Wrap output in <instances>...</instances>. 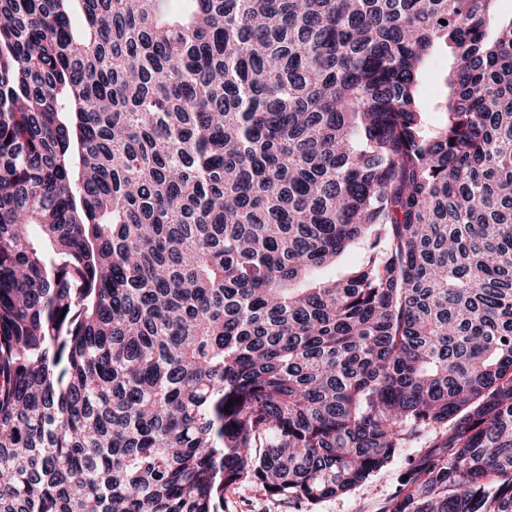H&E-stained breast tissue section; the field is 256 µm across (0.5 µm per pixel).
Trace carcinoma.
Returning a JSON list of instances; mask_svg holds the SVG:
<instances>
[{
    "label": "carcinoma",
    "mask_w": 512,
    "mask_h": 512,
    "mask_svg": "<svg viewBox=\"0 0 512 512\" xmlns=\"http://www.w3.org/2000/svg\"><path fill=\"white\" fill-rule=\"evenodd\" d=\"M494 2L0 0V512H512ZM452 62L449 51L448 55L439 54L431 60L423 77L424 92L427 98L436 94L445 96L447 92L445 78ZM371 243L372 240L366 239L348 247L336 258V261L332 266L324 269L320 274L324 277L336 276L337 278L354 262L362 260L368 254ZM417 451L418 448H404L389 466L375 473L369 481L358 486L349 495L304 507L303 512H380L383 503L396 489L404 459L413 456ZM288 504L243 484L226 495L224 512H289Z\"/></svg>",
    "instance_id": "obj_1"
}]
</instances>
